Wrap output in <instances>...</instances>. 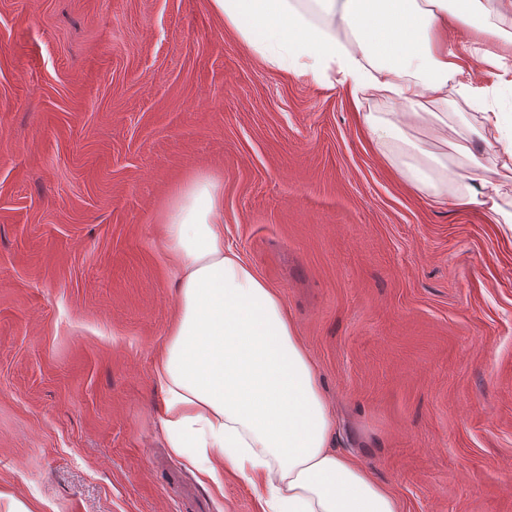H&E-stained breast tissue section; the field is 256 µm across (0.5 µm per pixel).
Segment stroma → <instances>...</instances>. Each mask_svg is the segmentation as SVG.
Here are the masks:
<instances>
[{
    "label": "stroma",
    "mask_w": 512,
    "mask_h": 512,
    "mask_svg": "<svg viewBox=\"0 0 512 512\" xmlns=\"http://www.w3.org/2000/svg\"><path fill=\"white\" fill-rule=\"evenodd\" d=\"M197 171L295 321L332 448L402 512H512V231L399 181L342 90L266 67L209 0H0V493L257 512L159 421L176 293L156 214Z\"/></svg>",
    "instance_id": "35a3bbf8"
}]
</instances>
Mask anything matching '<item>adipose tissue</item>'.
Instances as JSON below:
<instances>
[{"mask_svg":"<svg viewBox=\"0 0 512 512\" xmlns=\"http://www.w3.org/2000/svg\"><path fill=\"white\" fill-rule=\"evenodd\" d=\"M213 12L270 69L342 88L371 147L399 178L433 202L481 206L511 224L501 197L512 179V113L480 126L456 122L453 95L479 93L475 64L512 56V0H210ZM465 26L470 54L448 31ZM382 100L390 118L363 109ZM406 126L424 131L410 140ZM492 145L486 177L450 173L436 147L473 159ZM224 191L208 172L191 175L159 212L162 247L177 288L176 313L155 379L172 452L201 482L245 480L259 512H401L397 495L353 458L328 446L335 418L316 366L279 292L224 247Z\"/></svg>","mask_w":512,"mask_h":512,"instance_id":"ef3b65f1","label":"adipose tissue"}]
</instances>
